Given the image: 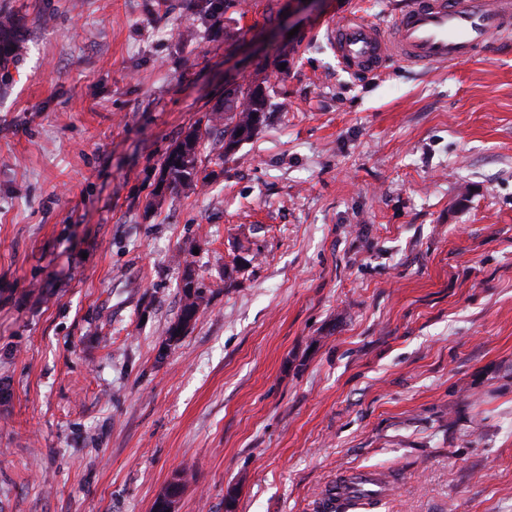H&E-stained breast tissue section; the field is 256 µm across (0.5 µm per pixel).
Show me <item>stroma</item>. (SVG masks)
<instances>
[{"label": "stroma", "instance_id": "obj_1", "mask_svg": "<svg viewBox=\"0 0 512 512\" xmlns=\"http://www.w3.org/2000/svg\"><path fill=\"white\" fill-rule=\"evenodd\" d=\"M195 3L0 0V512H151L181 470L178 512L354 471L394 478L363 512H512V44L352 74L329 24L404 0ZM258 76L253 137L156 196ZM25 50L23 37L14 29L0 24V81L9 75V66ZM202 141L200 130L195 128L171 147L161 164L157 195L168 190L194 189L199 182H204L206 175H203L205 169L200 158ZM182 298L183 305L181 308L180 316L177 322L171 324L166 331L170 340L177 338V336H180V319L182 318V316H184V314L189 311H195L198 309H201L202 311L206 301L203 291H201L200 288L195 285V281L183 284Z\"/></svg>", "mask_w": 512, "mask_h": 512}]
</instances>
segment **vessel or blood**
Masks as SVG:
<instances>
[{"label":"vessel or blood","instance_id":"vessel-or-blood-1","mask_svg":"<svg viewBox=\"0 0 512 512\" xmlns=\"http://www.w3.org/2000/svg\"><path fill=\"white\" fill-rule=\"evenodd\" d=\"M330 33L337 60L354 73L378 71L393 60L416 66L461 63L512 37V0H408L391 23L341 19ZM389 486L388 478L361 472L351 486L337 485L329 495L344 505L353 488L373 499Z\"/></svg>","mask_w":512,"mask_h":512}]
</instances>
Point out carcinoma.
Listing matches in <instances>:
<instances>
[{"label":"carcinoma","mask_w":512,"mask_h":512,"mask_svg":"<svg viewBox=\"0 0 512 512\" xmlns=\"http://www.w3.org/2000/svg\"><path fill=\"white\" fill-rule=\"evenodd\" d=\"M238 4V0H197L198 13L209 16L221 7ZM25 50L23 37L14 29L0 24V77L7 78L9 66ZM268 86L244 83L235 89L234 98L213 109L212 119L224 122L222 140L224 154L234 153L239 145L249 140L270 111ZM202 134L195 128L179 139L166 154L160 168L156 193L170 190L193 189L204 181L202 167ZM183 305L181 313L203 308L206 298L200 288L190 282L182 287Z\"/></svg>","instance_id":"obj_1"}]
</instances>
